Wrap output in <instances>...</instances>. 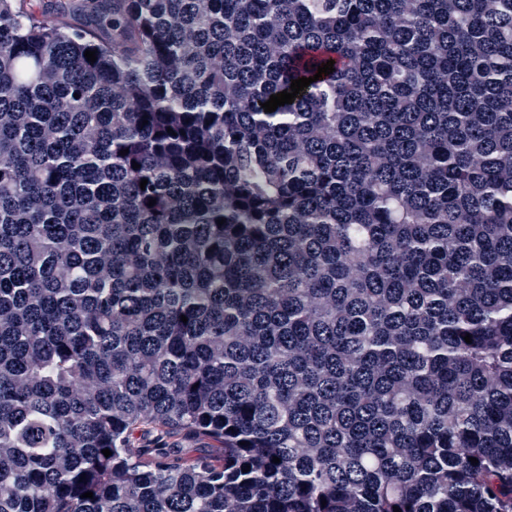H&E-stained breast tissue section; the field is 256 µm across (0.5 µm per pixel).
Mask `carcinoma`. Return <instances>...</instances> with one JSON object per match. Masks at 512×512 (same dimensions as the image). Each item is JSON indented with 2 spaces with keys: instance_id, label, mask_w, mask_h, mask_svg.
Instances as JSON below:
<instances>
[{
  "instance_id": "obj_1",
  "label": "carcinoma",
  "mask_w": 512,
  "mask_h": 512,
  "mask_svg": "<svg viewBox=\"0 0 512 512\" xmlns=\"http://www.w3.org/2000/svg\"><path fill=\"white\" fill-rule=\"evenodd\" d=\"M100 22L0 0V512H512V0Z\"/></svg>"
}]
</instances>
